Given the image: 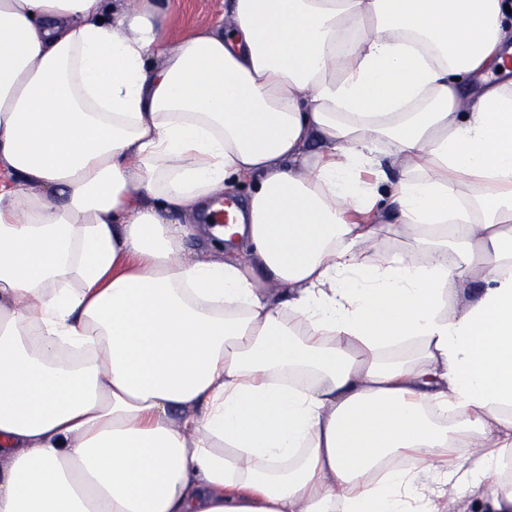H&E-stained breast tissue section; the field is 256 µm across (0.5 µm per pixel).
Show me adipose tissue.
<instances>
[{"mask_svg":"<svg viewBox=\"0 0 512 512\" xmlns=\"http://www.w3.org/2000/svg\"><path fill=\"white\" fill-rule=\"evenodd\" d=\"M510 3L0 0V512H512ZM165 39L175 46L224 15V0H168Z\"/></svg>","mask_w":512,"mask_h":512,"instance_id":"ef3b65f1","label":"adipose tissue"}]
</instances>
